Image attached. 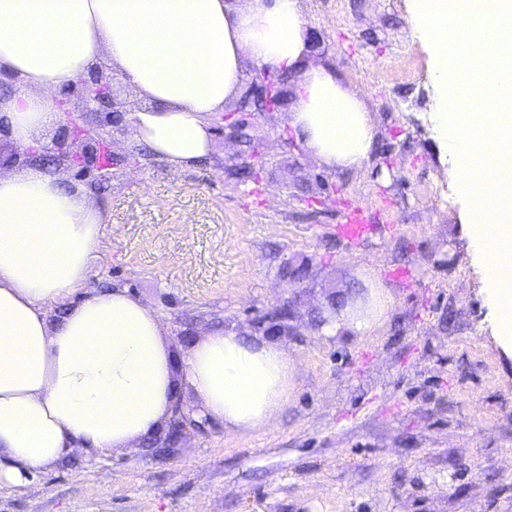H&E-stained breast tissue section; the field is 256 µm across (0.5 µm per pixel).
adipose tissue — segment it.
Listing matches in <instances>:
<instances>
[{"mask_svg": "<svg viewBox=\"0 0 512 512\" xmlns=\"http://www.w3.org/2000/svg\"><path fill=\"white\" fill-rule=\"evenodd\" d=\"M300 0H0V132L39 148L61 114L55 91L107 63L131 83L134 143L182 170L207 158L213 117L243 59L298 73L290 124L329 167L358 169L376 129L364 99L324 68L301 70ZM104 216L88 193L26 160L0 176V483L22 485L73 449L152 437L177 389L225 429L267 426L288 401L294 362L259 336L214 331L182 365L160 315L122 287L92 289Z\"/></svg>", "mask_w": 512, "mask_h": 512, "instance_id": "1", "label": "adipose tissue"}]
</instances>
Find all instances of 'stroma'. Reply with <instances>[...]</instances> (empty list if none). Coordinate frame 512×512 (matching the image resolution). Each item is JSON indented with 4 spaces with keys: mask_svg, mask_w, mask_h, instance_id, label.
<instances>
[{
    "mask_svg": "<svg viewBox=\"0 0 512 512\" xmlns=\"http://www.w3.org/2000/svg\"><path fill=\"white\" fill-rule=\"evenodd\" d=\"M300 2L319 40L306 67L362 91L375 124L361 169L312 155L289 124L292 94L277 112L229 99L212 157L180 172L134 144L130 120L91 114L112 143V178L66 173L108 218L91 287L128 288L178 355L216 330L279 342L295 362L287 404L239 434L182 389L193 424L174 445L73 450L25 486L1 484L0 512H512V354L470 258L410 2ZM234 120L256 140L252 158L224 138ZM245 161L254 179L229 178ZM356 205L385 230L353 249L331 229ZM301 264L305 278L290 280ZM398 268L406 281L390 279ZM373 287L390 303L372 332L326 306Z\"/></svg>",
    "mask_w": 512,
    "mask_h": 512,
    "instance_id": "1",
    "label": "stroma"
}]
</instances>
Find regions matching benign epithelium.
I'll list each match as a JSON object with an SVG mask.
<instances>
[{"label":"benign epithelium","mask_w":512,"mask_h":512,"mask_svg":"<svg viewBox=\"0 0 512 512\" xmlns=\"http://www.w3.org/2000/svg\"><path fill=\"white\" fill-rule=\"evenodd\" d=\"M81 103L71 104L66 99H60L57 106L64 112L67 120L64 133L67 141L56 147L53 157L55 169L80 167L90 155H95L103 149H108L106 139L103 137V129L83 120L87 112H106L117 117H122L125 111V103L115 100L112 96L110 83L104 69H95L88 74V78L81 80ZM273 90L275 101L268 110L282 106L286 98L285 80L278 79L274 84L263 82L254 85L250 92L253 94L267 95L268 90Z\"/></svg>","instance_id":"obj_1"}]
</instances>
